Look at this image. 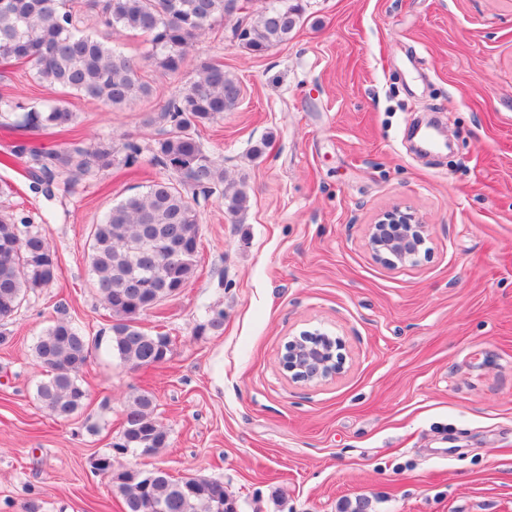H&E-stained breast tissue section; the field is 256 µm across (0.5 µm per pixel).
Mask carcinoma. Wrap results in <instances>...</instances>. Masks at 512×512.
Masks as SVG:
<instances>
[{
  "label": "carcinoma",
  "instance_id": "cac0c4a2",
  "mask_svg": "<svg viewBox=\"0 0 512 512\" xmlns=\"http://www.w3.org/2000/svg\"><path fill=\"white\" fill-rule=\"evenodd\" d=\"M256 16L239 18L241 0H90L100 10L99 32L85 25L74 0H0V61L31 67L41 85L78 94L107 108H121L147 97L150 86L140 71L155 67L178 75L193 44L213 22L235 17L233 34L253 52L285 43L300 25L301 0H259ZM121 32L149 37L151 50L137 60L112 44ZM241 88L219 61H202L187 87L148 120L160 125L152 159L172 171L157 177L146 191L113 205L89 233L87 261L91 282L110 313L109 346L132 370L165 363L172 340L153 334L140 317L176 296L197 274L200 200L217 196L237 215L246 208L242 186L224 185V168L205 153L197 129L224 116L240 101ZM76 113L62 99L25 108L19 98L0 94V126L73 132ZM123 155V165L142 154L133 141L102 137L87 144L73 137L60 150L26 140L10 156L27 160L26 172L50 188L59 175L69 176L64 190L79 177L108 171ZM57 255L49 240L29 222L0 214V321L13 316L31 292L56 278ZM101 337L91 336L67 318L43 330L33 354L47 373L36 388L38 402L56 419L69 421L87 406L81 382ZM149 391L127 395L119 438L112 452L98 456L93 469L110 478L124 512H147L152 502L161 512H233L234 498L224 483L189 475L176 478L163 468L114 471L115 456L126 449L154 455L169 445V430L156 417Z\"/></svg>",
  "mask_w": 512,
  "mask_h": 512
}]
</instances>
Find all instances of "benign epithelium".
Wrapping results in <instances>:
<instances>
[{
  "label": "benign epithelium",
  "instance_id": "benign-epithelium-1",
  "mask_svg": "<svg viewBox=\"0 0 512 512\" xmlns=\"http://www.w3.org/2000/svg\"><path fill=\"white\" fill-rule=\"evenodd\" d=\"M368 245L379 261L395 268L398 265L416 267L427 252L428 225L410 211L398 208L383 213L367 230ZM340 339L326 333L310 332L291 340L281 358L291 379L312 383L333 378L343 372L344 357Z\"/></svg>",
  "mask_w": 512,
  "mask_h": 512
}]
</instances>
